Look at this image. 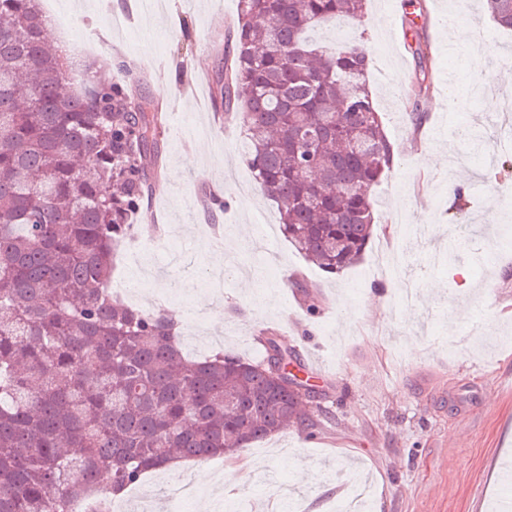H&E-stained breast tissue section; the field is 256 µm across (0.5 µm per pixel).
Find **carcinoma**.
Returning <instances> with one entry per match:
<instances>
[{"mask_svg": "<svg viewBox=\"0 0 512 512\" xmlns=\"http://www.w3.org/2000/svg\"><path fill=\"white\" fill-rule=\"evenodd\" d=\"M512 29V0H488ZM365 0H238L213 100L243 128L288 243L327 274L357 265L370 190L394 164L365 47L306 33ZM36 0H0V512H68L101 474L120 493L176 461L233 457L317 420L292 351L183 355L172 319L109 291L158 158L156 102L89 76L44 35Z\"/></svg>", "mask_w": 512, "mask_h": 512, "instance_id": "carcinoma-1", "label": "carcinoma"}]
</instances>
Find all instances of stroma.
<instances>
[{"label": "stroma", "instance_id": "35a3bbf8", "mask_svg": "<svg viewBox=\"0 0 512 512\" xmlns=\"http://www.w3.org/2000/svg\"><path fill=\"white\" fill-rule=\"evenodd\" d=\"M99 2L69 0L68 41L93 36L112 59L114 81L169 107L159 173L130 241L152 253L137 272L118 264L115 277L138 274L144 311L179 314L188 355L224 349L260 361L273 332L323 372L306 400L321 413L314 431L293 425L235 457L150 473L117 506L174 512L172 486L192 482L201 495L187 512H215L219 501L235 512H277L269 487L283 478L308 512H330L343 480L360 472L377 489L375 512H491L500 465L512 459V317L502 315L512 302V205L488 191L512 120L485 112L472 88L486 82L512 101V31L498 29L481 0H368L347 33L332 24L312 32L326 48L348 40L367 48L369 84L395 153L372 189L378 222L363 260L330 276L280 231L276 205L242 159L239 123L186 93L217 79L214 34L233 27L238 0H166L158 15L143 14L141 0H117L109 10ZM415 15L418 25L392 49L391 27ZM452 23L465 33L462 43H450ZM421 41L428 57L414 52ZM474 56L483 61L477 72ZM425 76L435 91L413 100L410 88ZM425 150L442 164L418 167ZM457 187L466 206L454 199ZM398 219L418 290L413 306L380 292L384 277L365 274ZM243 224L251 244L268 239L273 266L265 268L251 244L241 248L240 270L214 296L203 278L223 268L224 239ZM412 337L418 357L393 363L392 346ZM463 383L484 395L459 419L439 394ZM245 462L255 469L244 476Z\"/></svg>", "mask_w": 512, "mask_h": 512}]
</instances>
